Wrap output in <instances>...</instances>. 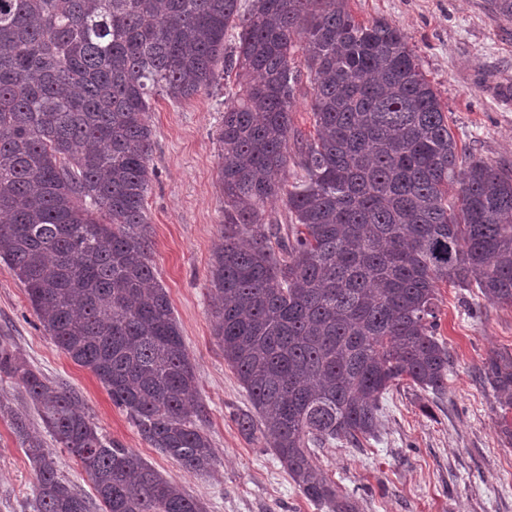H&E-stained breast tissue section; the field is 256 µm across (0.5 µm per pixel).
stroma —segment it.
Wrapping results in <instances>:
<instances>
[{
	"label": "stroma",
	"instance_id": "stroma-1",
	"mask_svg": "<svg viewBox=\"0 0 512 512\" xmlns=\"http://www.w3.org/2000/svg\"><path fill=\"white\" fill-rule=\"evenodd\" d=\"M357 21L398 26L436 90L464 154L512 168V19L494 0H347ZM236 76L174 102L155 97L147 121L155 170L145 200L151 260L166 289L194 365L204 425L216 450L210 474L183 469L152 448L87 368L75 364L40 326L24 285L0 262V341L54 384L77 393L107 440L134 449L206 512H327L306 499L260 432L238 417L247 393L224 361L209 288L222 241L224 197L218 133ZM437 334L446 342L448 390L437 397L409 384L385 394L379 439L335 445L314 462L356 512H512V439L504 411L480 371L496 352H512V307L473 288L440 284ZM36 475L10 420L0 414V512H32Z\"/></svg>",
	"mask_w": 512,
	"mask_h": 512
}]
</instances>
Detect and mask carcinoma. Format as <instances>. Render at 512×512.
I'll use <instances>...</instances> for the list:
<instances>
[{
  "instance_id": "obj_1",
  "label": "carcinoma",
  "mask_w": 512,
  "mask_h": 512,
  "mask_svg": "<svg viewBox=\"0 0 512 512\" xmlns=\"http://www.w3.org/2000/svg\"><path fill=\"white\" fill-rule=\"evenodd\" d=\"M234 34H229V31ZM233 38V47L226 46ZM309 76L314 135L292 129ZM224 244L209 284L224 362L250 398L242 430L299 491L353 512L314 449L378 436L383 396L448 390L438 284L512 304V169L463 161L403 32L357 21L347 0H0V259L44 330L89 368L151 447L196 473L216 452L195 369L157 283L144 202L150 100L193 97L218 61ZM297 144L300 173L288 167ZM282 203L288 218L266 210ZM44 429L80 463L101 512H203L135 450L107 441L0 343ZM512 409V353L485 371ZM11 424L36 473L32 512H90L53 452Z\"/></svg>"
}]
</instances>
